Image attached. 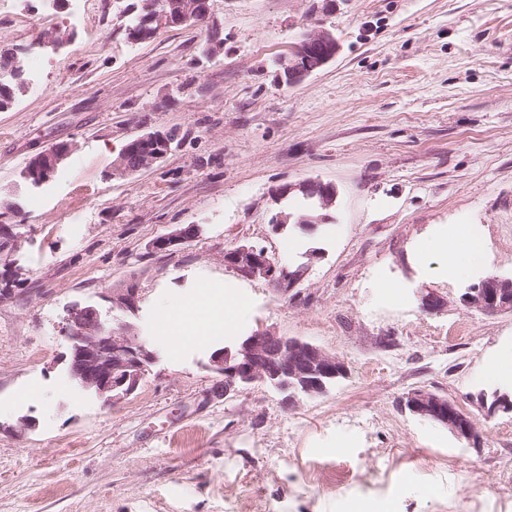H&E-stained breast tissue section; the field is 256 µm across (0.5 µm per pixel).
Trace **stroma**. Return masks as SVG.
I'll list each match as a JSON object with an SVG mask.
<instances>
[{"instance_id": "obj_1", "label": "stroma", "mask_w": 512, "mask_h": 512, "mask_svg": "<svg viewBox=\"0 0 512 512\" xmlns=\"http://www.w3.org/2000/svg\"><path fill=\"white\" fill-rule=\"evenodd\" d=\"M130 0H0V49L41 68L0 111V512H512V413L479 394H512L489 359L512 347V312L463 308L488 275L512 276V0H210L207 23L133 41ZM224 39L205 55L210 26ZM56 27L70 41L36 47ZM330 30L335 58L300 83L278 59ZM163 132L160 163H112L133 138ZM73 150L41 187L29 161ZM306 180L337 189L314 231L274 230ZM196 224L193 241L152 243ZM472 228L484 261L447 274L430 244ZM294 251H286L289 239ZM240 244L308 270L296 298L243 281L239 329L260 328L336 353L346 375L288 405L257 383L218 396L210 356L178 352L159 307L206 281L232 279ZM139 290V310L105 296ZM448 306L426 312V293ZM126 321L156 354L130 396L105 404L66 373L73 305ZM425 388L472 416L473 448L414 417ZM29 420L28 429L18 427Z\"/></svg>"}]
</instances>
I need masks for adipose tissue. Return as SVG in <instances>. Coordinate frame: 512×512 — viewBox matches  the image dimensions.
<instances>
[{"label": "adipose tissue", "mask_w": 512, "mask_h": 512, "mask_svg": "<svg viewBox=\"0 0 512 512\" xmlns=\"http://www.w3.org/2000/svg\"><path fill=\"white\" fill-rule=\"evenodd\" d=\"M246 309L235 284L204 283L162 306V331L175 349L186 342L205 345L234 333Z\"/></svg>", "instance_id": "1"}]
</instances>
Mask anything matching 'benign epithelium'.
Segmentation results:
<instances>
[{"instance_id":"obj_1","label":"benign epithelium","mask_w":512,"mask_h":512,"mask_svg":"<svg viewBox=\"0 0 512 512\" xmlns=\"http://www.w3.org/2000/svg\"><path fill=\"white\" fill-rule=\"evenodd\" d=\"M146 13L143 37L150 26L188 24L201 22L209 17V0H170L161 11L144 3ZM339 48L336 37L325 28L303 35L289 55L278 61L280 71L288 76V82L298 83L328 63ZM146 150L130 163L128 152L123 150L112 164V175L127 176L161 161L168 153V137L159 132L139 136ZM72 146L56 144L30 160L24 178L33 187H41L52 181L60 165L67 158ZM299 191L312 200L308 213L298 217L280 212L272 218L278 229L296 219V223L311 228L326 223L324 211L333 206L336 188L331 183L307 180L288 184L276 190L281 200ZM201 229L192 224L164 236L156 242L160 248H168L199 236ZM224 266L245 280H266L275 285L282 295L296 297L308 266L301 265L290 272L279 267L266 250L254 245L242 244L224 250ZM112 307L128 313L138 309V289L125 288L105 296ZM459 303L468 310L485 315L512 311V276L489 275L467 288ZM68 340L70 352L68 371L71 378L83 389L92 390L108 402L121 400L131 394L155 355L140 340L133 327L121 324L109 327L101 319L98 308L75 305L69 311ZM211 368L222 377L220 394L227 396L266 377L274 380L272 386L283 391L296 388L306 396H318L326 392L323 379L346 370L339 356L317 345L298 338L280 336L270 329H260L248 337L239 339L233 347L216 351L210 357ZM408 411L422 419L439 423L457 438L472 445L480 441L474 419L463 412L451 400L428 389L411 391L405 400Z\"/></svg>"}]
</instances>
